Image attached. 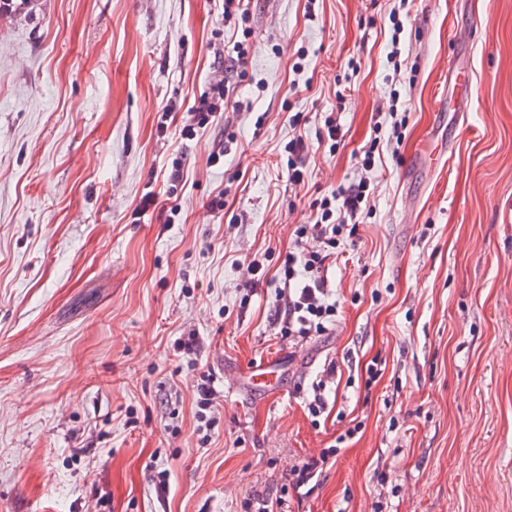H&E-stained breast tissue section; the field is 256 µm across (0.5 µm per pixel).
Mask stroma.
I'll use <instances>...</instances> for the list:
<instances>
[{"mask_svg":"<svg viewBox=\"0 0 512 512\" xmlns=\"http://www.w3.org/2000/svg\"><path fill=\"white\" fill-rule=\"evenodd\" d=\"M393 6L251 0L241 75L222 0H27L0 18V512H244L354 426L292 512H512V0H412L398 73ZM456 49L472 107L451 123L435 99ZM221 70L242 109L180 138ZM292 112L310 118L301 186ZM436 128L455 151L431 170L416 159ZM374 136L370 212L327 270L342 313L289 343L281 258ZM271 357L286 388L253 393L244 373ZM398 2H399L398 7L397 8L393 7L390 12V15H389L391 23H392L391 44L393 47V50L390 52V54H392L390 59L394 60V62H393L394 72H397V71L401 72V62L399 59L396 60L397 55H398V50H399L396 47V45L397 44L399 45L400 34L404 29L403 22L400 19V12L404 11L407 8L409 1L399 0ZM398 67H399V69H398ZM336 362L330 361L325 369H323L322 374L319 377V380L313 382L312 388L314 392L313 400L309 401L307 404V410L311 415L313 421H318L317 418L321 417V415L325 412L326 409V401L322 391L326 387L327 381L324 379L332 378L336 373Z\"/></svg>","mask_w":512,"mask_h":512,"instance_id":"obj_1","label":"stroma"}]
</instances>
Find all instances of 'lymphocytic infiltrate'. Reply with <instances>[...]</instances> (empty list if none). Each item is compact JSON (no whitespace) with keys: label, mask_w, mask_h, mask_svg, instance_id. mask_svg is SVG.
I'll list each match as a JSON object with an SVG mask.
<instances>
[{"label":"lymphocytic infiltrate","mask_w":512,"mask_h":512,"mask_svg":"<svg viewBox=\"0 0 512 512\" xmlns=\"http://www.w3.org/2000/svg\"><path fill=\"white\" fill-rule=\"evenodd\" d=\"M241 103L226 80L211 83L208 92L188 110L185 134L206 128L220 112L239 110ZM370 183L367 180L339 187L311 203L313 221L296 229V244L285 254L280 268L288 296L277 310L281 335L299 337L326 335L339 317L340 305L324 276L325 265L336 254L344 233H355L367 215Z\"/></svg>","instance_id":"f902f5d3"}]
</instances>
